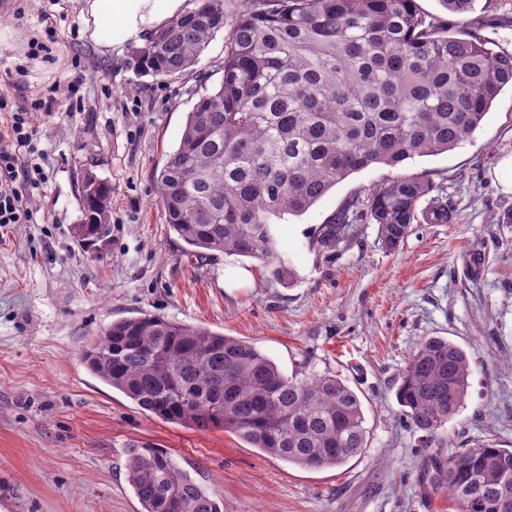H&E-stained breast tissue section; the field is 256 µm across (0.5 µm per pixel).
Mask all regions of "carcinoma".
I'll return each instance as SVG.
<instances>
[{"mask_svg": "<svg viewBox=\"0 0 512 512\" xmlns=\"http://www.w3.org/2000/svg\"><path fill=\"white\" fill-rule=\"evenodd\" d=\"M224 0L158 30L138 51L144 73L191 69L228 29L224 74L187 113L178 147L156 176L169 230L205 253L233 252L291 277L274 251L271 219L300 216L333 187L374 165L458 147L512 87V55L426 20L416 0ZM433 190L399 176L350 197L328 224L330 249L352 224H376L396 250L423 217L447 224L446 204L418 212ZM85 236L112 238V184L94 174L81 190ZM87 369L142 411L197 431L224 430L305 469L340 467L368 443L363 404L337 375L288 377L253 344L158 315L112 322L83 354ZM470 360L444 337L423 340L396 397L406 420L438 442L464 407ZM433 490L455 512H512V450L436 460ZM127 479L142 512H223L171 453L132 448Z\"/></svg>", "mask_w": 512, "mask_h": 512, "instance_id": "carcinoma-1", "label": "carcinoma"}]
</instances>
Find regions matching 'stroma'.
Instances as JSON below:
<instances>
[{"label": "stroma", "instance_id": "obj_1", "mask_svg": "<svg viewBox=\"0 0 512 512\" xmlns=\"http://www.w3.org/2000/svg\"><path fill=\"white\" fill-rule=\"evenodd\" d=\"M428 19L512 54V0H476L456 15L418 0ZM81 0H0V130L37 100L36 187L29 224L0 227V512H140L127 450L162 448L224 512H443L426 473L437 457L495 441L512 448V210L492 170L512 154V91L452 151L376 165L336 185L299 217L274 222L293 273L232 253L197 254L169 231L154 181L200 93L222 79L216 35L189 71L141 73L134 47L101 53ZM48 55L30 57L34 43ZM112 184V241L101 257L75 237L85 172ZM399 175L432 183L448 224L413 225L399 249L374 224L319 241L346 199ZM144 313L235 336L288 375L336 374L363 403L368 445L347 464L302 469L221 431L153 418L99 380L82 355L112 321ZM432 336L462 347L472 375L464 408L426 446L396 400L412 351Z\"/></svg>", "mask_w": 512, "mask_h": 512}]
</instances>
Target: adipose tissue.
I'll return each instance as SVG.
<instances>
[{
	"instance_id": "adipose-tissue-1",
	"label": "adipose tissue",
	"mask_w": 512,
	"mask_h": 512,
	"mask_svg": "<svg viewBox=\"0 0 512 512\" xmlns=\"http://www.w3.org/2000/svg\"><path fill=\"white\" fill-rule=\"evenodd\" d=\"M186 8L185 0H83L89 39L104 52L142 44Z\"/></svg>"
}]
</instances>
